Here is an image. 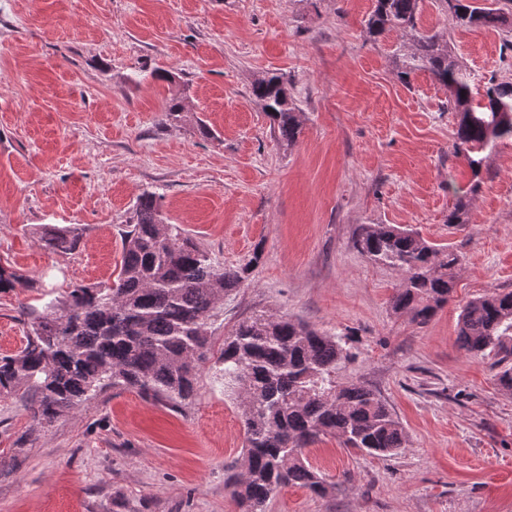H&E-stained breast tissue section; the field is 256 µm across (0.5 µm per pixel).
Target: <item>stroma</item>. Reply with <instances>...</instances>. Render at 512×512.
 Listing matches in <instances>:
<instances>
[{"instance_id":"obj_1","label":"stroma","mask_w":512,"mask_h":512,"mask_svg":"<svg viewBox=\"0 0 512 512\" xmlns=\"http://www.w3.org/2000/svg\"><path fill=\"white\" fill-rule=\"evenodd\" d=\"M374 6L0 0V261L26 280L0 295V354L22 345L33 290L55 298L116 278L120 228L150 190L218 262L261 254L225 298L215 346L259 311L347 337L337 382L376 391L405 430L406 448L388 457L321 438L305 458L334 493L287 486L267 512H512V393L492 358L457 344L465 302L512 291V140L472 173L447 90L425 70L399 80L410 39L370 37ZM417 27L450 38L475 98L512 74L504 33L458 28L440 0H424ZM272 74L298 107L289 145L251 94ZM174 96L186 107L176 124L164 119ZM461 198L467 221L448 224ZM362 224H396L460 255L453 297L428 324L392 310L402 275L354 247ZM73 225L85 229L74 254L38 241ZM244 446L238 403L210 368L180 412L111 389L40 428L2 397L0 512H238L224 467Z\"/></svg>"}]
</instances>
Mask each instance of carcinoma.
<instances>
[{
    "label": "carcinoma",
    "mask_w": 512,
    "mask_h": 512,
    "mask_svg": "<svg viewBox=\"0 0 512 512\" xmlns=\"http://www.w3.org/2000/svg\"><path fill=\"white\" fill-rule=\"evenodd\" d=\"M464 29H506L512 16L479 0H440ZM422 0H375L366 22L379 37L393 29L412 32L413 44L398 76L425 69L448 90L456 112L457 146L473 174L483 153L512 139V78L491 77L474 102L473 79L458 64L449 41L417 29ZM251 94L276 126L280 140L299 133L297 108L278 76L255 79ZM76 227L50 228L41 240L66 256L79 247ZM122 263L110 285L71 286L42 309L24 306L26 343L0 355V396L22 401L32 420L49 426L98 394L134 389L173 410L193 402L199 374L211 362L224 376V392L238 398L246 433L242 462L226 466V484L240 512H266L286 486L318 497L334 485L306 464L303 450L324 435L371 456L395 455L407 436L386 401L371 388L336 382V365L347 358L339 336L266 312L238 322L214 351L209 331L224 295L247 284L260 252L245 264L225 266L163 216L160 197L145 191L120 230ZM354 246L374 264L403 274L392 309L419 325L451 298L461 258L392 224H362ZM23 278L0 263V294ZM458 343L474 355L495 358L499 385L512 390V291L474 297L458 317Z\"/></svg>",
    "instance_id": "cac0c4a2"
}]
</instances>
